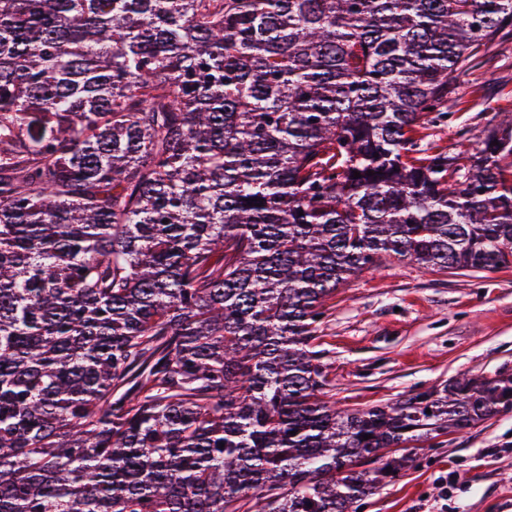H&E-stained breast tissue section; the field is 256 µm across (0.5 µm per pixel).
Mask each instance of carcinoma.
<instances>
[{
  "label": "carcinoma",
  "mask_w": 512,
  "mask_h": 512,
  "mask_svg": "<svg viewBox=\"0 0 512 512\" xmlns=\"http://www.w3.org/2000/svg\"><path fill=\"white\" fill-rule=\"evenodd\" d=\"M511 28L512 0H0V512H356L408 444L512 409L499 374L341 410L311 350L385 256L512 265V116L413 137Z\"/></svg>",
  "instance_id": "obj_1"
}]
</instances>
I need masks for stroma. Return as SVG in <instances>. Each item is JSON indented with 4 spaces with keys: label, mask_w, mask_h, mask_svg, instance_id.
<instances>
[{
    "label": "stroma",
    "mask_w": 512,
    "mask_h": 512,
    "mask_svg": "<svg viewBox=\"0 0 512 512\" xmlns=\"http://www.w3.org/2000/svg\"><path fill=\"white\" fill-rule=\"evenodd\" d=\"M444 108L421 129L420 148L474 150L512 113V31L458 71ZM311 345L331 400L351 410L464 375L512 374V267L439 271L383 259L337 288ZM410 453L412 467L360 501V512H512V410ZM452 474L458 483L440 495Z\"/></svg>",
    "instance_id": "stroma-1"
}]
</instances>
